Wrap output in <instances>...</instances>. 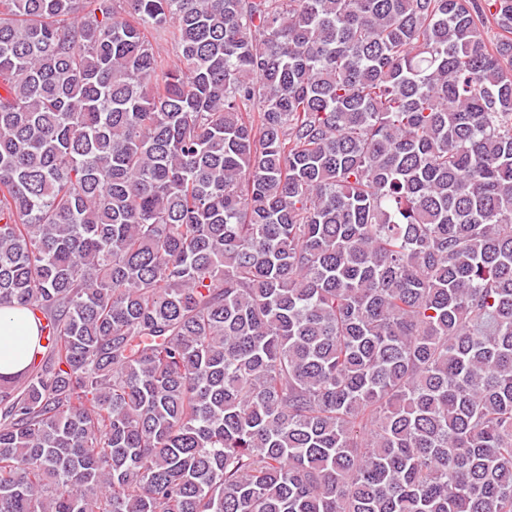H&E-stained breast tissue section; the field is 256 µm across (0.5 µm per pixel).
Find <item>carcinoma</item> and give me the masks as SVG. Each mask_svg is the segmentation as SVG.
<instances>
[{"label":"carcinoma","instance_id":"1","mask_svg":"<svg viewBox=\"0 0 512 512\" xmlns=\"http://www.w3.org/2000/svg\"><path fill=\"white\" fill-rule=\"evenodd\" d=\"M490 20L0 0V512H512ZM38 329L35 320L23 312H12L0 317V374L10 375L27 364L23 355L36 341Z\"/></svg>","mask_w":512,"mask_h":512}]
</instances>
